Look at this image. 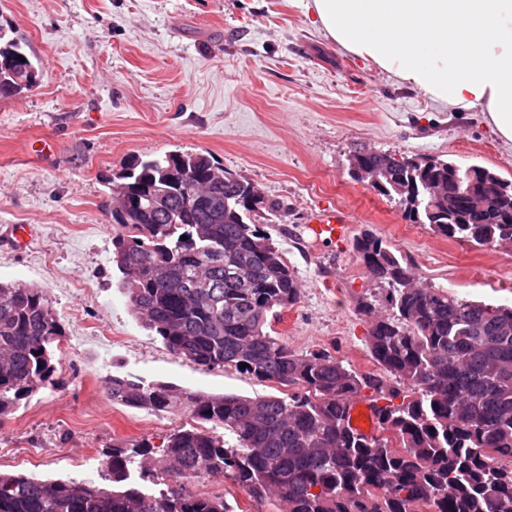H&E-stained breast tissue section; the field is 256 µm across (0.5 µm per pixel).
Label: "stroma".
<instances>
[{"label":"stroma","instance_id":"obj_1","mask_svg":"<svg viewBox=\"0 0 512 512\" xmlns=\"http://www.w3.org/2000/svg\"><path fill=\"white\" fill-rule=\"evenodd\" d=\"M0 28L39 70L35 87L0 100V281L45 290L65 328L56 384L0 419V471L86 479L82 456L159 446L188 419L113 403L109 378L136 377L205 394L279 396L283 388L232 369L206 370L169 352L132 316L112 265L108 188L136 158L210 154L279 202L261 224L301 288L271 326L300 353L330 352L375 370L360 302L381 295L352 245L384 240L421 282L512 306V250L478 247L408 220L403 208L348 174L361 149L478 165L512 181V144L481 109L455 112L338 48L291 0H0ZM334 207L347 234L315 238L310 221ZM33 228L30 245L5 237ZM193 494L239 512H281L222 475Z\"/></svg>","mask_w":512,"mask_h":512}]
</instances>
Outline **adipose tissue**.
Here are the masks:
<instances>
[{"label":"adipose tissue","mask_w":512,"mask_h":512,"mask_svg":"<svg viewBox=\"0 0 512 512\" xmlns=\"http://www.w3.org/2000/svg\"><path fill=\"white\" fill-rule=\"evenodd\" d=\"M327 39L512 143V0H306Z\"/></svg>","instance_id":"obj_1"}]
</instances>
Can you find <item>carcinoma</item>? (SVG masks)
<instances>
[{
  "mask_svg": "<svg viewBox=\"0 0 512 512\" xmlns=\"http://www.w3.org/2000/svg\"><path fill=\"white\" fill-rule=\"evenodd\" d=\"M38 68L0 29V99L33 87ZM393 182L374 188L416 223L488 248L512 239V183L476 165L394 162ZM218 167L209 154L166 151L137 159L109 183L129 207L112 212L129 229L113 238L139 324L173 354L205 369L227 367L290 389L284 397L203 395L165 383L112 377V402L153 413L178 410L195 424L167 437L160 457L146 442L112 448L103 462L112 489L91 481H42L0 473V512H235L224 498L187 492L181 480L221 474L249 496L274 497L285 512H512V307L458 297L424 284L370 232L354 239L368 276L387 285L385 313L367 343L377 369L360 373L326 351L298 353L273 335L271 318L298 303L293 270L260 211L283 213L230 172L200 196ZM491 191L486 210L429 204L426 186L463 188L469 172ZM413 185L412 198L393 184ZM167 197L156 210L154 196ZM187 239H181V236ZM65 329L46 292L0 282V417L55 385L52 359ZM396 380L392 386L389 381ZM376 416L367 437L348 424L350 398ZM210 427H205V424ZM172 477L149 493L131 480L156 462Z\"/></svg>",
  "mask_w": 512,
  "mask_h": 512,
  "instance_id": "1",
  "label": "carcinoma"
}]
</instances>
